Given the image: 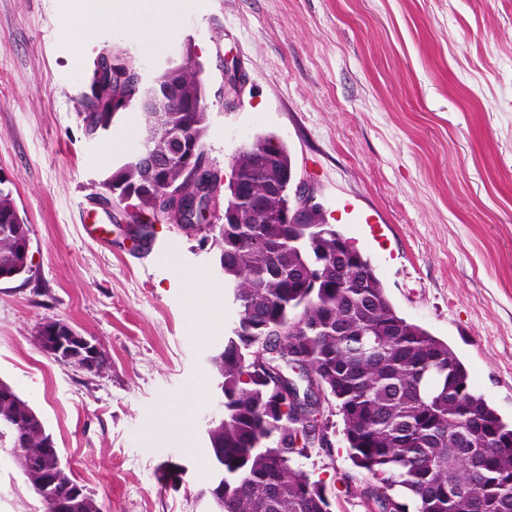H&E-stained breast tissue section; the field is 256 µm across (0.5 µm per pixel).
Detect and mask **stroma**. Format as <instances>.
<instances>
[{"instance_id":"obj_1","label":"stroma","mask_w":512,"mask_h":512,"mask_svg":"<svg viewBox=\"0 0 512 512\" xmlns=\"http://www.w3.org/2000/svg\"><path fill=\"white\" fill-rule=\"evenodd\" d=\"M175 16L150 49L72 0H0V175L32 240L30 272L0 282V380L42 417L74 478L103 512H210L197 467L215 400L207 358L235 319L209 231L223 209L194 230L155 224L143 246L101 204L102 180L145 134L137 110L86 133L93 71L116 50L149 78L192 44L211 166L230 174L240 145L276 136L396 310L448 343L511 423L512 0H177ZM229 63L246 77L230 108ZM86 210L105 240L86 234ZM199 307L204 341L189 319ZM48 320L93 339L104 371L46 355ZM195 386L186 425L177 405ZM323 411L334 446L297 464L323 481L331 512H367L342 419ZM42 510L1 450L0 512Z\"/></svg>"}]
</instances>
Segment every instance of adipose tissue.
<instances>
[{
  "label": "adipose tissue",
  "instance_id": "obj_1",
  "mask_svg": "<svg viewBox=\"0 0 512 512\" xmlns=\"http://www.w3.org/2000/svg\"><path fill=\"white\" fill-rule=\"evenodd\" d=\"M110 18L135 26L147 46H155L172 31L174 13L166 0H106Z\"/></svg>",
  "mask_w": 512,
  "mask_h": 512
}]
</instances>
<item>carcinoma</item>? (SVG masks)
Returning a JSON list of instances; mask_svg holds the SVG:
<instances>
[{"label":"carcinoma","instance_id":"carcinoma-1","mask_svg":"<svg viewBox=\"0 0 512 512\" xmlns=\"http://www.w3.org/2000/svg\"><path fill=\"white\" fill-rule=\"evenodd\" d=\"M95 74L86 132L96 137L126 110L124 91L137 75L131 60L110 55ZM181 90L169 119L205 155L207 108L199 71L183 63L159 74ZM237 180L205 172L211 190L237 210L236 223L218 227L219 277L236 317L224 345L210 356L224 414L206 427L207 452L224 449L222 512H323L325 486L294 464L308 457L313 430L288 409L293 390L283 374L251 368L252 353L268 347L301 363L332 395L353 466L371 483L372 512H512V427L470 384L454 351L401 316L370 261L321 212L305 223L279 218L288 208L293 167L275 136L254 138L233 156ZM119 206L132 198L140 211L164 220L176 201L191 202L199 181L166 171L151 191L133 157L103 181ZM30 229L12 191L0 181V272L29 271ZM295 334L279 335L290 322ZM0 406V447L30 481L43 504L67 512L94 497L60 465L46 484L35 475L33 449L52 439L39 414L20 395Z\"/></svg>","mask_w":512,"mask_h":512}]
</instances>
